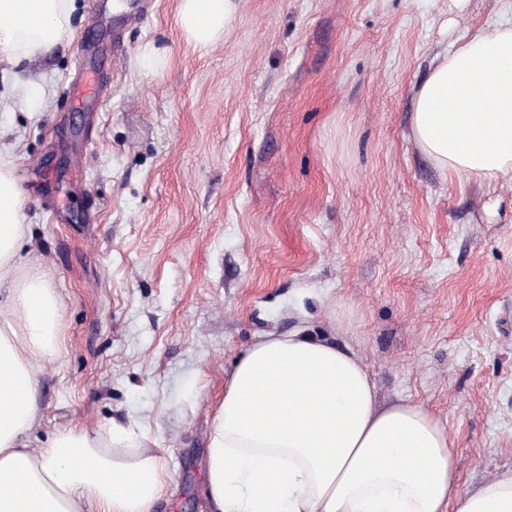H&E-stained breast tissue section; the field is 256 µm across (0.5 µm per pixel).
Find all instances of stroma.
<instances>
[{
	"label": "stroma",
	"mask_w": 512,
	"mask_h": 512,
	"mask_svg": "<svg viewBox=\"0 0 512 512\" xmlns=\"http://www.w3.org/2000/svg\"><path fill=\"white\" fill-rule=\"evenodd\" d=\"M179 2L77 0L72 38L0 63L22 262L64 307L28 446L123 424L172 480L155 512H213L224 376L303 329L357 352L380 405L431 411L463 487L511 472L512 176L444 174L409 120L512 0H237L206 48Z\"/></svg>",
	"instance_id": "1"
}]
</instances>
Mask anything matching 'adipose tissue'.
I'll list each match as a JSON object with an SVG mask.
<instances>
[{
	"instance_id": "ef3b65f1",
	"label": "adipose tissue",
	"mask_w": 512,
	"mask_h": 512,
	"mask_svg": "<svg viewBox=\"0 0 512 512\" xmlns=\"http://www.w3.org/2000/svg\"><path fill=\"white\" fill-rule=\"evenodd\" d=\"M235 0H180L199 46L225 31ZM75 0H0V59L63 43ZM413 140L439 170L512 175V24L475 31L436 58L412 92ZM24 192L0 148V512H152L167 476L146 435L60 431L45 448L38 377L56 355L59 297L39 269L16 280ZM447 429L422 406H380L363 359L326 336H264L224 382L207 483L219 512H512V474L469 491Z\"/></svg>"
}]
</instances>
